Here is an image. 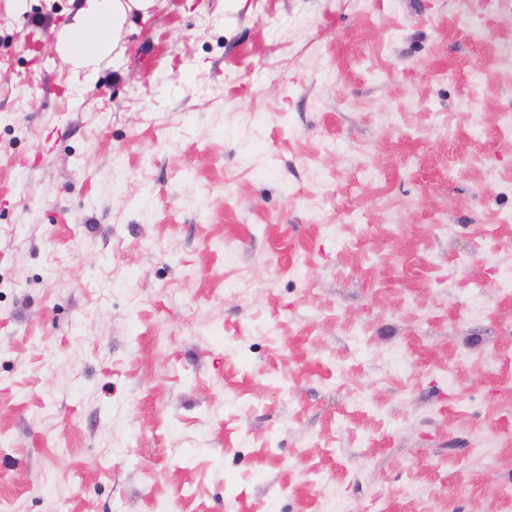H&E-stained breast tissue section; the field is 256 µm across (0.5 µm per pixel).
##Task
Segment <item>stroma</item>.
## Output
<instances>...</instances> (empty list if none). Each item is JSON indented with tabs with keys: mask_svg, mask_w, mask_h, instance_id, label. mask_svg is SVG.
<instances>
[{
	"mask_svg": "<svg viewBox=\"0 0 512 512\" xmlns=\"http://www.w3.org/2000/svg\"><path fill=\"white\" fill-rule=\"evenodd\" d=\"M82 5L0 0V512H512V12ZM126 17L121 0H85L60 53L79 67L107 58L121 38Z\"/></svg>",
	"mask_w": 512,
	"mask_h": 512,
	"instance_id": "obj_1",
	"label": "stroma"
}]
</instances>
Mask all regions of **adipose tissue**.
Masks as SVG:
<instances>
[{"label":"adipose tissue","instance_id":"ef3b65f1","mask_svg":"<svg viewBox=\"0 0 512 512\" xmlns=\"http://www.w3.org/2000/svg\"><path fill=\"white\" fill-rule=\"evenodd\" d=\"M126 17L121 0H85L76 24L60 46L64 59L82 67L107 58L121 38Z\"/></svg>","mask_w":512,"mask_h":512}]
</instances>
